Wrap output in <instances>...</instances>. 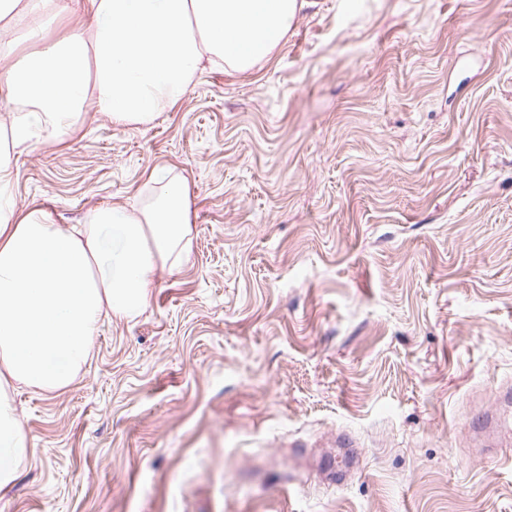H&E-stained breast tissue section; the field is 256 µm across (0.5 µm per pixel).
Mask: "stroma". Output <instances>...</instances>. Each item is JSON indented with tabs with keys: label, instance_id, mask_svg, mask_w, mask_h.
I'll use <instances>...</instances> for the list:
<instances>
[{
	"label": "stroma",
	"instance_id": "stroma-1",
	"mask_svg": "<svg viewBox=\"0 0 512 512\" xmlns=\"http://www.w3.org/2000/svg\"><path fill=\"white\" fill-rule=\"evenodd\" d=\"M58 224L191 186L193 245L21 385L0 512H512V0H305L246 73L17 158Z\"/></svg>",
	"mask_w": 512,
	"mask_h": 512
}]
</instances>
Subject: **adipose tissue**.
Instances as JSON below:
<instances>
[{"label":"adipose tissue","mask_w":512,"mask_h":512,"mask_svg":"<svg viewBox=\"0 0 512 512\" xmlns=\"http://www.w3.org/2000/svg\"><path fill=\"white\" fill-rule=\"evenodd\" d=\"M299 0H0V490L17 476L27 439L13 384L68 387L102 318L132 320L156 277L191 253V188L151 171L154 201L106 206L75 224L16 201L15 157L33 136L62 143L87 111L152 123L203 66L252 70L286 36ZM76 22L56 42L46 26ZM40 42L26 61L16 39Z\"/></svg>","instance_id":"adipose-tissue-1"}]
</instances>
